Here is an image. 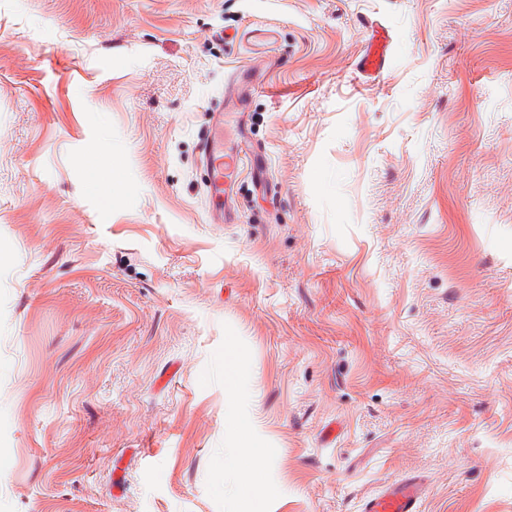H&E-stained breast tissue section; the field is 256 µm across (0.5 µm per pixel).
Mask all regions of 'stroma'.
<instances>
[{"label":"stroma","mask_w":512,"mask_h":512,"mask_svg":"<svg viewBox=\"0 0 512 512\" xmlns=\"http://www.w3.org/2000/svg\"><path fill=\"white\" fill-rule=\"evenodd\" d=\"M242 413L266 512H512V0H0V512H236ZM372 32L371 45L359 57L357 70L369 77H378L390 65V47L392 37L389 31L377 20L370 22ZM224 127V111L213 112L212 129L208 130L199 139V151L211 172L209 192L218 196H224L227 189L224 184L227 179L237 174L242 161L248 164L252 161L247 153H229L224 151V141L220 137V131ZM237 426L244 436L243 453L245 455V460L249 467L257 469L263 452L258 444L248 436L252 430V423L248 417L241 416L238 418ZM424 492L420 477L394 479L378 492L366 496L360 512H420Z\"/></svg>","instance_id":"stroma-1"}]
</instances>
